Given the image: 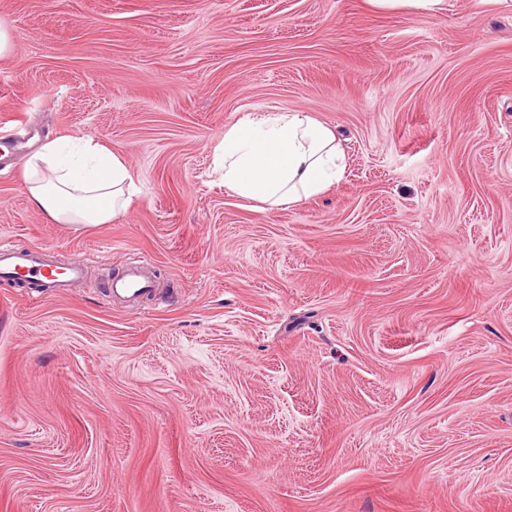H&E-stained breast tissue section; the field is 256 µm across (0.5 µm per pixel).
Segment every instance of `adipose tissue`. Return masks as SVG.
Instances as JSON below:
<instances>
[{"label":"adipose tissue","instance_id":"ef3b65f1","mask_svg":"<svg viewBox=\"0 0 512 512\" xmlns=\"http://www.w3.org/2000/svg\"><path fill=\"white\" fill-rule=\"evenodd\" d=\"M224 185L270 207L294 205L341 178L345 156L335 131L304 112H282L227 127L216 149ZM34 206L57 224H108L138 187L124 160L93 139H53L25 164Z\"/></svg>","mask_w":512,"mask_h":512}]
</instances>
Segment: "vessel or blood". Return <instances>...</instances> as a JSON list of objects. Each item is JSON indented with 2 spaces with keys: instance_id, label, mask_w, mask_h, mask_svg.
Segmentation results:
<instances>
[{
  "instance_id": "vessel-or-blood-1",
  "label": "vessel or blood",
  "mask_w": 512,
  "mask_h": 512,
  "mask_svg": "<svg viewBox=\"0 0 512 512\" xmlns=\"http://www.w3.org/2000/svg\"><path fill=\"white\" fill-rule=\"evenodd\" d=\"M90 264L83 254L72 255L65 264H57L52 260L47 249L32 246L19 250L12 243L0 242V277L22 275L47 284L54 288H65L74 281L81 279ZM152 283L146 274L145 261L141 258L131 259L121 274L115 277L110 285L111 298L134 301L149 294Z\"/></svg>"
}]
</instances>
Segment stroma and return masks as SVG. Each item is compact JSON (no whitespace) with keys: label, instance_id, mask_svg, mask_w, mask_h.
<instances>
[{"label":"stroma","instance_id":"obj_1","mask_svg":"<svg viewBox=\"0 0 512 512\" xmlns=\"http://www.w3.org/2000/svg\"><path fill=\"white\" fill-rule=\"evenodd\" d=\"M368 0H0V240L87 252L0 279V512H512V11ZM305 112L346 155L269 209L225 127ZM90 137L140 187L109 224L32 205ZM145 256L163 294L105 288ZM380 9H405L411 13L438 14L447 4L446 0H369ZM91 260L81 253L73 254L65 264L52 260L48 250L42 246H31L25 250L15 249L11 242H0V277L24 275L39 281L41 286L67 288L81 279Z\"/></svg>","mask_w":512,"mask_h":512}]
</instances>
